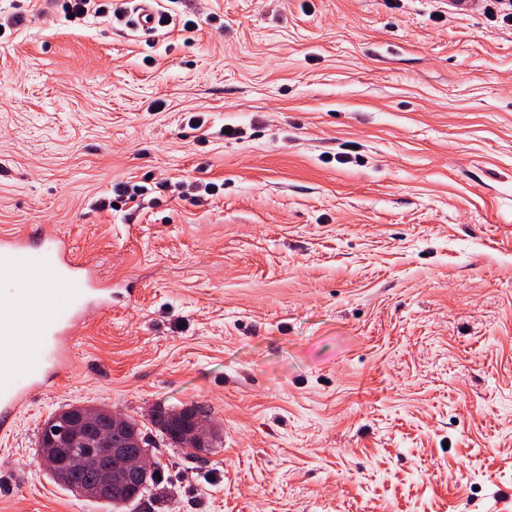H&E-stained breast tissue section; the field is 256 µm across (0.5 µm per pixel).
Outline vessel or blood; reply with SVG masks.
I'll list each match as a JSON object with an SVG mask.
<instances>
[{
    "mask_svg": "<svg viewBox=\"0 0 512 512\" xmlns=\"http://www.w3.org/2000/svg\"><path fill=\"white\" fill-rule=\"evenodd\" d=\"M134 27L156 31V0H138ZM24 266L27 277L0 289V426L66 373L72 336L87 309L112 305V287L77 261L68 241L41 224L34 237L0 235V268Z\"/></svg>",
    "mask_w": 512,
    "mask_h": 512,
    "instance_id": "b4317fda",
    "label": "vessel or blood"
}]
</instances>
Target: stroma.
<instances>
[{"instance_id":"obj_1","label":"stroma","mask_w":512,"mask_h":512,"mask_svg":"<svg viewBox=\"0 0 512 512\" xmlns=\"http://www.w3.org/2000/svg\"><path fill=\"white\" fill-rule=\"evenodd\" d=\"M160 10L135 38L0 0V232L52 225L112 282L0 434V512H109L37 462L66 405L142 423L168 512H512V25L455 0ZM182 179L221 189L155 197ZM121 181L148 192L98 209ZM197 402L218 443L166 447L150 409Z\"/></svg>"}]
</instances>
